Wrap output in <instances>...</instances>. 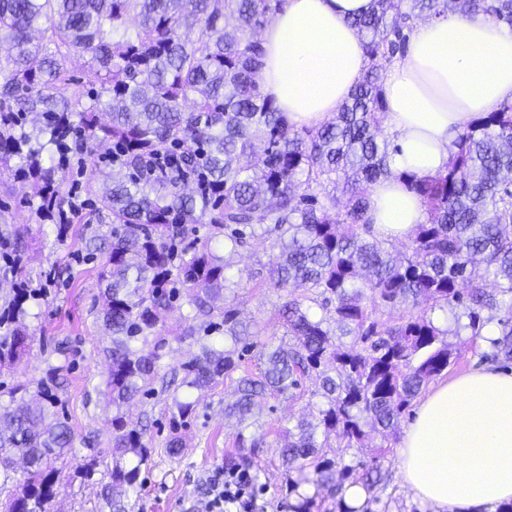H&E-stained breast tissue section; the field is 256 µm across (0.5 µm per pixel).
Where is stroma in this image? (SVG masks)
Masks as SVG:
<instances>
[{"mask_svg":"<svg viewBox=\"0 0 512 512\" xmlns=\"http://www.w3.org/2000/svg\"><path fill=\"white\" fill-rule=\"evenodd\" d=\"M102 152V147H94L92 157L101 156ZM92 157L71 162L63 172L65 185L74 189V201L82 205V214L61 238L53 224L38 217V198L28 182L17 179L12 171L0 169V227L26 231L31 246L23 264L43 287L40 299L29 304L28 323L34 332L29 352L16 372L0 373V403H8L7 392L14 385H36L49 366H56L61 380L60 416L74 433L77 454L85 455L91 446L108 461L112 458V405L106 388L105 350L110 339L96 320L102 261L88 259L84 241L98 228L94 191L105 182L109 170L101 168L94 181H87L82 170L90 166ZM275 258V250L269 248L241 250L232 259L237 285L225 293L227 302L237 306L240 319L251 324L257 342L273 347L281 343L284 335L274 316L282 297L280 291L259 287L258 282ZM319 388V380L310 376L303 381L304 393L300 397L268 395L258 399L249 430L263 435L264 443L254 450L239 449L236 437L240 426L236 417L226 411L237 398L235 378H225L212 388L193 392L196 417L190 426L181 429L185 448L174 458L165 450L170 435V397L161 392L136 395L126 405V415L135 424L151 420L144 436L151 456L141 469L137 492L127 499V512H210L209 498L201 494V487L214 470L227 468L230 458L241 453L256 478L262 512H291L296 494L278 450L299 421L314 419L323 403ZM413 417V409H406L401 428ZM401 428L384 437L371 436L364 447L343 452L348 465L368 463L376 456L381 459L382 481L364 491L359 500L365 512H434L433 506L413 498L401 481ZM60 484L58 512H97L101 506L98 484L81 479L75 467L63 470Z\"/></svg>","mask_w":512,"mask_h":512,"instance_id":"obj_1","label":"stroma"}]
</instances>
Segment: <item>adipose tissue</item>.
I'll return each instance as SVG.
<instances>
[{
	"instance_id": "ef3b65f1",
	"label": "adipose tissue",
	"mask_w": 512,
	"mask_h": 512,
	"mask_svg": "<svg viewBox=\"0 0 512 512\" xmlns=\"http://www.w3.org/2000/svg\"><path fill=\"white\" fill-rule=\"evenodd\" d=\"M372 0H285L263 30L257 81L289 124L334 115L368 59L354 17ZM390 177L369 190L372 236L407 239L426 220L406 176L443 171L458 135L512 100V26L476 11L414 26L384 76ZM400 476L439 512H493L512 502V372L483 367L437 385L400 443Z\"/></svg>"
}]
</instances>
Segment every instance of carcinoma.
Instances as JSON below:
<instances>
[{
    "label": "carcinoma",
    "instance_id": "obj_1",
    "mask_svg": "<svg viewBox=\"0 0 512 512\" xmlns=\"http://www.w3.org/2000/svg\"><path fill=\"white\" fill-rule=\"evenodd\" d=\"M284 2L0 0V43L9 44L0 54V167L15 168L59 206L56 172L68 154L108 145L112 182L96 191L95 209L112 229L94 232L86 250L104 260L97 320L111 337L113 464L100 493L109 512H126L121 497L137 489L149 457L144 429L129 426L125 402L157 381L173 390L166 451L176 457L179 428L195 406L179 390L211 388L257 347L238 311L218 304L231 281L221 248L233 254L254 242L279 250L262 286L302 289L278 308L292 344L260 351L266 368L237 380L231 407L243 424L257 399L293 396L316 373L326 402L316 422L298 424V438L281 449L283 462L300 472L296 489L310 482L303 475L309 462L316 485L333 480L332 465L319 460L327 439L358 448L368 432L395 429L423 386L461 357L444 340L448 331L409 311L419 300L464 310L456 335L468 329L479 336L497 321L499 338L484 358L512 360V318L498 317L512 313V236L505 234L512 225V102L467 126L444 171L408 175L427 215L408 253L395 255L358 232L369 225L371 185L392 175L382 73L402 54L407 32L423 15L478 10L512 26V0H373L354 19L369 67L335 116L312 128L288 124L256 80L263 65L256 30ZM74 56L88 58L90 91L64 97L57 85ZM48 145L56 153L44 154ZM198 223L209 226L206 237L182 246L188 225ZM3 246L5 257H16L8 270L21 274L24 233ZM40 292L27 283L9 301L0 371L22 358L25 304ZM183 297L191 312L181 336L199 354L170 367L165 318ZM381 307L397 318L378 320ZM56 377L52 366L38 383V406L18 384L0 407V474L9 477L15 454L25 459L7 512H54L56 463L74 440L52 393Z\"/></svg>",
    "mask_w": 512,
    "mask_h": 512
}]
</instances>
